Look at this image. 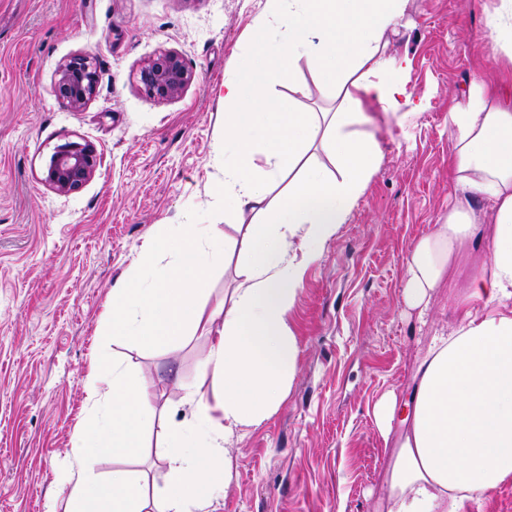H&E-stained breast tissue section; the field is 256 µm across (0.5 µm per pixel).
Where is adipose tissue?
<instances>
[{
  "instance_id": "ef3b65f1",
  "label": "adipose tissue",
  "mask_w": 512,
  "mask_h": 512,
  "mask_svg": "<svg viewBox=\"0 0 512 512\" xmlns=\"http://www.w3.org/2000/svg\"><path fill=\"white\" fill-rule=\"evenodd\" d=\"M410 0H265L253 20L249 62L224 82V142L215 161L224 206L251 213L247 256L227 304L206 309L207 273L228 243L203 224H163L138 263L112 289L103 335L130 336L146 350H169L186 336L209 339L203 359L213 396L187 390L190 418L158 412L152 383L98 354L84 389L101 400L79 429L76 468L62 476L65 512H145L140 479L101 474L100 456L137 455L162 422L168 480L162 512H212L233 479L230 444L277 410L300 352L288 323L303 276L333 239L381 162L375 138L361 131L365 109L397 112L413 93L401 60L387 51ZM493 57L512 65V0L489 11ZM327 78L335 112H298L264 99L270 85L308 97L298 62ZM453 142L449 179L456 200L407 260L404 303L427 314L455 257L481 237L475 206H490L491 249L469 274L451 332L431 336L406 399L388 394L375 418L400 423L387 476L385 512H472L512 482V90L475 82L448 109ZM168 265H161L163 256Z\"/></svg>"
}]
</instances>
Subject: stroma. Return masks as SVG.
<instances>
[{"label": "stroma", "mask_w": 512, "mask_h": 512, "mask_svg": "<svg viewBox=\"0 0 512 512\" xmlns=\"http://www.w3.org/2000/svg\"><path fill=\"white\" fill-rule=\"evenodd\" d=\"M497 0H411L409 28L389 36L418 105L406 121L377 113L382 160L320 259L305 273L289 320L297 371L276 413L237 435L235 474L215 512H375L398 432L383 435L374 407L408 395L430 336L455 322L460 291L435 293L426 318L405 306L415 242L448 212L451 94L495 83L487 8ZM264 0H0V512H64L61 475L75 463L72 434L95 408L83 379L93 354L150 378L157 410L177 409L186 387L211 397L208 343L187 337L147 352L104 336L112 288L158 225H213L230 243L204 298L236 286L243 228L224 220L214 150L224 133V81L251 55ZM178 52L194 79L175 100L146 96L143 60ZM94 58L98 90L78 110L57 99L61 62ZM94 147L92 178L62 194L44 181L58 145ZM148 489L168 469L148 432L134 458L101 456Z\"/></svg>", "instance_id": "obj_1"}]
</instances>
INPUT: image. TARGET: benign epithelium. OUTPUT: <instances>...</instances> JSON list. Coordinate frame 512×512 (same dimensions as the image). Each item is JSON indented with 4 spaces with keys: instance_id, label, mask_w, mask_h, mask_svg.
Masks as SVG:
<instances>
[{
    "instance_id": "obj_1",
    "label": "benign epithelium",
    "mask_w": 512,
    "mask_h": 512,
    "mask_svg": "<svg viewBox=\"0 0 512 512\" xmlns=\"http://www.w3.org/2000/svg\"><path fill=\"white\" fill-rule=\"evenodd\" d=\"M193 78L192 70L181 55L170 50L145 59L139 68L140 87L150 98L177 99ZM97 86L94 59L89 55H79L59 66L54 93L71 108L81 109L92 99ZM97 164V154L89 145L64 143L51 157L45 182L60 193L78 190L91 179Z\"/></svg>"
}]
</instances>
